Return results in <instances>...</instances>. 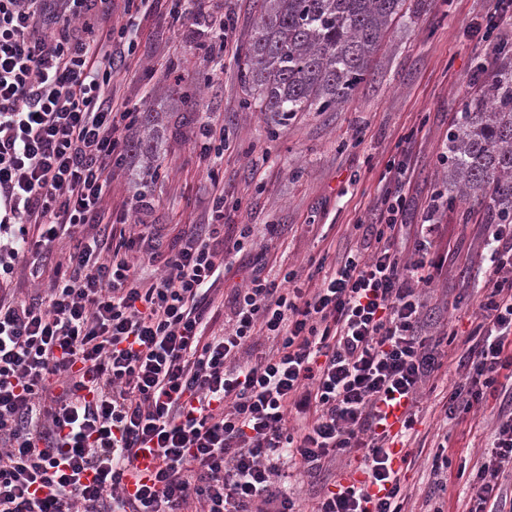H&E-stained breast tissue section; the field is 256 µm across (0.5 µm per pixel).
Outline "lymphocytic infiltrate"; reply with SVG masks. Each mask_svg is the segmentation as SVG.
Masks as SVG:
<instances>
[{
  "mask_svg": "<svg viewBox=\"0 0 512 512\" xmlns=\"http://www.w3.org/2000/svg\"><path fill=\"white\" fill-rule=\"evenodd\" d=\"M113 13L114 0H0V512H300L283 463L317 479L351 448L366 451L362 480L312 512H403L390 447L410 437L441 343L457 338L429 320L422 291L443 269L429 256L442 194L428 197L403 261L407 169L390 164L393 187L361 249L313 289L297 270L251 274L210 330L225 251L205 225L167 255L151 225L126 234V214L112 234L99 229L112 171L138 202L149 177L130 152L137 112L114 91L134 42ZM90 14L89 41L75 23ZM485 230L496 246L458 364L471 386L449 393L450 415L501 393L512 372V225ZM62 234L76 245L45 288L17 297L16 264ZM259 336L271 351L254 354ZM506 395L490 458L468 481L470 512H506L512 500ZM398 402L392 434L385 409ZM145 448L158 466L127 494Z\"/></svg>",
  "mask_w": 512,
  "mask_h": 512,
  "instance_id": "obj_1",
  "label": "lymphocytic infiltrate"
}]
</instances>
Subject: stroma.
<instances>
[{
	"instance_id": "stroma-1",
	"label": "stroma",
	"mask_w": 512,
	"mask_h": 512,
	"mask_svg": "<svg viewBox=\"0 0 512 512\" xmlns=\"http://www.w3.org/2000/svg\"><path fill=\"white\" fill-rule=\"evenodd\" d=\"M201 23L178 19L173 0H156L148 13L132 18L136 42L127 72L115 79L117 94L138 110H150L163 166L145 201L129 203L121 177L110 180L103 210L130 204L134 224H156L161 249H178L191 225L211 211L212 184L194 134L206 120L223 127L229 146L219 176L224 181L225 226L216 240L250 236L241 251L226 259L224 282L208 316L221 328L232 290L253 270L282 278L304 273L322 259L333 266L362 233L355 224L384 192L392 160L406 161L411 201L406 221L417 224L427 197L448 171L443 157L448 134L461 116L464 99L491 80L499 59L470 32L489 0H404L371 63V74L351 98L333 112H301L288 125L269 114L243 110L245 92L237 57L249 41L257 0H205ZM235 24L229 51L212 48L202 35L223 17ZM433 250L447 254L448 273L428 290L456 331L442 348L437 387L418 398L417 421L408 443L410 465L402 470L405 512H466L470 491L457 470L473 468L492 442L499 400L487 398L465 415H446L445 397L461 379L457 360L483 294L478 270L488 223L486 209L471 201L449 204ZM446 449L448 472L434 473L433 458Z\"/></svg>"
}]
</instances>
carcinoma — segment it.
Listing matches in <instances>:
<instances>
[{
	"label": "carcinoma",
	"mask_w": 512,
	"mask_h": 512,
	"mask_svg": "<svg viewBox=\"0 0 512 512\" xmlns=\"http://www.w3.org/2000/svg\"><path fill=\"white\" fill-rule=\"evenodd\" d=\"M254 33L238 57L243 107L279 124L334 111L370 75L371 58L402 0H258ZM448 194L476 201L491 223L512 222V52L464 102L448 134Z\"/></svg>",
	"instance_id": "1"
}]
</instances>
